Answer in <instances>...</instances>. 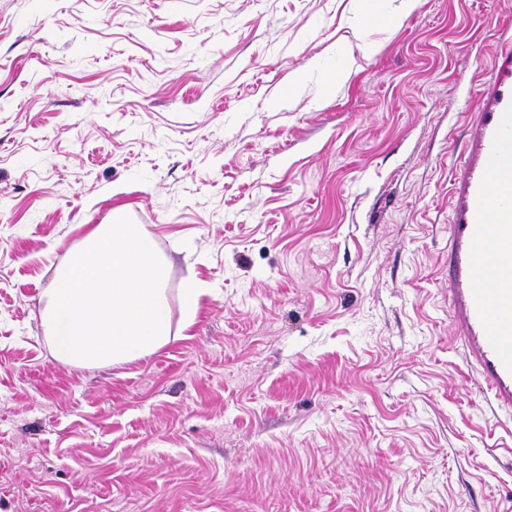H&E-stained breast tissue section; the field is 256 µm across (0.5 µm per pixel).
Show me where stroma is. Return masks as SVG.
Segmentation results:
<instances>
[{
	"label": "stroma",
	"mask_w": 512,
	"mask_h": 512,
	"mask_svg": "<svg viewBox=\"0 0 512 512\" xmlns=\"http://www.w3.org/2000/svg\"><path fill=\"white\" fill-rule=\"evenodd\" d=\"M398 4L0 0V512H512L446 263L512 0ZM117 208L209 293L62 365L42 295Z\"/></svg>",
	"instance_id": "1"
}]
</instances>
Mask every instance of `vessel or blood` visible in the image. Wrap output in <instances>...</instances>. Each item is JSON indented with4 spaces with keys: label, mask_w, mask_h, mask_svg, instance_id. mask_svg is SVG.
Listing matches in <instances>:
<instances>
[{
    "label": "vessel or blood",
    "mask_w": 512,
    "mask_h": 512,
    "mask_svg": "<svg viewBox=\"0 0 512 512\" xmlns=\"http://www.w3.org/2000/svg\"><path fill=\"white\" fill-rule=\"evenodd\" d=\"M463 158L451 173V333L482 394L512 417V40L481 82Z\"/></svg>",
    "instance_id": "b4317fda"
}]
</instances>
